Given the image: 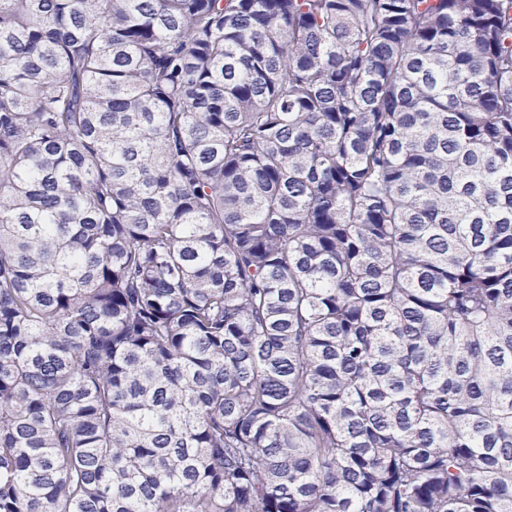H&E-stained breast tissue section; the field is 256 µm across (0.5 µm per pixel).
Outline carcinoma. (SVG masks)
<instances>
[{"mask_svg":"<svg viewBox=\"0 0 512 512\" xmlns=\"http://www.w3.org/2000/svg\"><path fill=\"white\" fill-rule=\"evenodd\" d=\"M0 512H512V0H0Z\"/></svg>","mask_w":512,"mask_h":512,"instance_id":"1","label":"carcinoma"}]
</instances>
